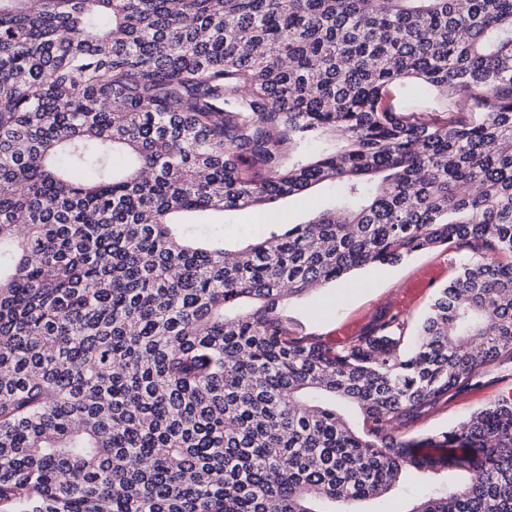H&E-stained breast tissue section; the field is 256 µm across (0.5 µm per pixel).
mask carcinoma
I'll list each match as a JSON object with an SVG mask.
<instances>
[{"label":"carcinoma","mask_w":512,"mask_h":512,"mask_svg":"<svg viewBox=\"0 0 512 512\" xmlns=\"http://www.w3.org/2000/svg\"><path fill=\"white\" fill-rule=\"evenodd\" d=\"M129 165L116 173L112 158ZM332 184L235 247L184 213ZM446 246L398 316L328 344L288 305ZM512 359V0H0V505L512 512V400L399 426ZM408 497L398 496L383 500L380 503H358L353 510L362 512H402L407 510Z\"/></svg>","instance_id":"obj_1"}]
</instances>
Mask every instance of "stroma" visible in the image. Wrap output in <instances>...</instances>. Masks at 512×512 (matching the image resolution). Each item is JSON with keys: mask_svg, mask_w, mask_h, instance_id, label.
<instances>
[{"mask_svg": "<svg viewBox=\"0 0 512 512\" xmlns=\"http://www.w3.org/2000/svg\"><path fill=\"white\" fill-rule=\"evenodd\" d=\"M330 197L329 190L319 189L308 196L277 201L261 213L247 209L218 213L210 216L209 221L223 228L226 238L235 239L255 232L269 218L291 224L305 222L314 214L316 205L325 204ZM467 256V251L440 247L418 252L391 267L357 270L345 280L292 301L288 310L293 319L292 330L301 336H317L331 342L340 326L351 325L360 333L376 318L393 314L403 317L409 329H416L438 290L455 277ZM427 273L435 276L429 287L408 303H401L403 291ZM509 395L512 396V360L494 361L483 368L478 386L425 411L415 421L403 425L400 433L407 438L439 435Z\"/></svg>", "mask_w": 512, "mask_h": 512, "instance_id": "obj_1", "label": "stroma"}]
</instances>
